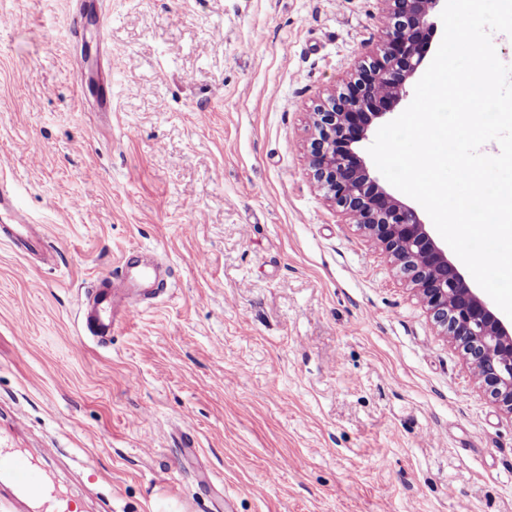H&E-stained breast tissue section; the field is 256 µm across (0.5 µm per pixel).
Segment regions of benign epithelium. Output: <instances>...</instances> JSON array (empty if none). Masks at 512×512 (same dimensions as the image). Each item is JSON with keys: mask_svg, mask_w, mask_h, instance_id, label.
I'll use <instances>...</instances> for the list:
<instances>
[{"mask_svg": "<svg viewBox=\"0 0 512 512\" xmlns=\"http://www.w3.org/2000/svg\"><path fill=\"white\" fill-rule=\"evenodd\" d=\"M391 29L344 91L312 113L308 162L324 194L400 267L434 329L461 350L489 396L512 416V323L448 258L417 209L388 192L364 158L379 120L395 113L433 37L440 0H384Z\"/></svg>", "mask_w": 512, "mask_h": 512, "instance_id": "benign-epithelium-1", "label": "benign epithelium"}]
</instances>
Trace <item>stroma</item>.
<instances>
[{
    "label": "stroma",
    "mask_w": 512,
    "mask_h": 512,
    "mask_svg": "<svg viewBox=\"0 0 512 512\" xmlns=\"http://www.w3.org/2000/svg\"><path fill=\"white\" fill-rule=\"evenodd\" d=\"M389 23L0 0V172L57 251L0 242V442L53 449L85 512H512V417L308 166ZM141 248L168 285L99 344L80 295Z\"/></svg>",
    "instance_id": "stroma-1"
}]
</instances>
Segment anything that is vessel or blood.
<instances>
[{"label": "vessel or blood", "instance_id": "b4317fda", "mask_svg": "<svg viewBox=\"0 0 512 512\" xmlns=\"http://www.w3.org/2000/svg\"><path fill=\"white\" fill-rule=\"evenodd\" d=\"M0 240L8 242L15 253L53 260L49 242L37 224L17 206L13 187L0 180ZM167 268L142 251L123 254L111 276L95 281L85 292L82 322L91 336L110 340L113 332L138 314L143 303L155 298L166 281ZM20 449L0 448V478L4 479L14 500L29 506L53 498L52 512H82V504L68 493L51 490L45 458Z\"/></svg>", "mask_w": 512, "mask_h": 512}]
</instances>
